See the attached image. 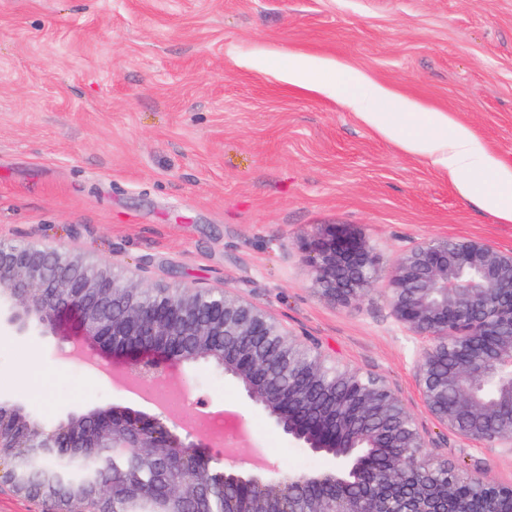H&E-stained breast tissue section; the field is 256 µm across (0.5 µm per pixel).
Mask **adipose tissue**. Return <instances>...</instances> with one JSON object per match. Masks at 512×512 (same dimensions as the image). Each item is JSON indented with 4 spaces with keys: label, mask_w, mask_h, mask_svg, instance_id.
<instances>
[{
    "label": "adipose tissue",
    "mask_w": 512,
    "mask_h": 512,
    "mask_svg": "<svg viewBox=\"0 0 512 512\" xmlns=\"http://www.w3.org/2000/svg\"><path fill=\"white\" fill-rule=\"evenodd\" d=\"M289 84L320 90L325 85L369 88L375 105L361 115L365 124L407 153L448 173L458 190L478 205L512 222V165L489 150L472 129L448 113L433 112L370 83L361 72L321 64L304 56L292 58Z\"/></svg>",
    "instance_id": "obj_1"
}]
</instances>
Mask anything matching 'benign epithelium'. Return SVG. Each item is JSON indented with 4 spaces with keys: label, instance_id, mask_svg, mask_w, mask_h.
<instances>
[{
    "label": "benign epithelium",
    "instance_id": "1",
    "mask_svg": "<svg viewBox=\"0 0 512 512\" xmlns=\"http://www.w3.org/2000/svg\"><path fill=\"white\" fill-rule=\"evenodd\" d=\"M313 283L329 299L360 296L387 280L394 318L424 341L416 381L428 414L443 429L512 447V251L475 239L438 238L406 249L383 273L362 236L342 225L306 243ZM0 303L19 333L80 335L121 357L132 380L154 381L166 364L212 361L291 442L334 460L317 474L258 467L237 495L249 512H501L512 486L481 480L466 498L462 475L417 426L382 378L330 361L266 309L227 290L148 286L55 246L0 239ZM236 337L230 347L224 337ZM343 383L340 408L318 397L320 382ZM167 416L117 407L31 425L0 408V482L19 487L17 462L34 448H125L133 463L167 454L171 498L210 473L207 445L180 434Z\"/></svg>",
    "mask_w": 512,
    "mask_h": 512
}]
</instances>
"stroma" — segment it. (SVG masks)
<instances>
[{
	"label": "stroma",
	"instance_id": "stroma-1",
	"mask_svg": "<svg viewBox=\"0 0 512 512\" xmlns=\"http://www.w3.org/2000/svg\"><path fill=\"white\" fill-rule=\"evenodd\" d=\"M338 63L468 124L512 164V0H0V238L39 240L144 283L210 286L269 309L336 364L384 378L436 435L422 343L386 281L332 301L305 238L358 231L390 268L435 238L512 251V223L368 127L336 91L288 84L293 54ZM60 337L0 325V405L34 420L151 405L72 360ZM247 430L220 463L319 471L208 361L167 368ZM463 474L512 483V447L449 434Z\"/></svg>",
	"mask_w": 512,
	"mask_h": 512
}]
</instances>
